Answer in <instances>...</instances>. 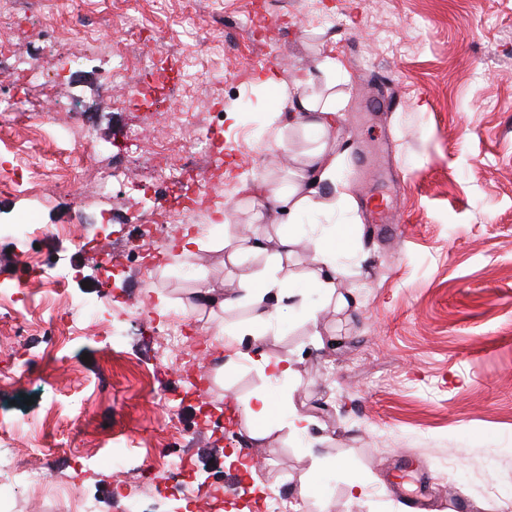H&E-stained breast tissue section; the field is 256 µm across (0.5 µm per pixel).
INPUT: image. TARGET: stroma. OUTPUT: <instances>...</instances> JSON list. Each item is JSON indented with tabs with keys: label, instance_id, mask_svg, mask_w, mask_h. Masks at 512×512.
Returning a JSON list of instances; mask_svg holds the SVG:
<instances>
[{
	"label": "stroma",
	"instance_id": "1",
	"mask_svg": "<svg viewBox=\"0 0 512 512\" xmlns=\"http://www.w3.org/2000/svg\"><path fill=\"white\" fill-rule=\"evenodd\" d=\"M34 2L19 48L55 79L57 103L93 133L96 150L89 161L71 153L48 125L30 120L40 93L5 84L0 94L14 106L0 112V137L45 181L63 175L84 184L106 166H125L133 126L146 134L135 148L143 180L155 162L148 150L169 123L184 125L192 139L211 136L223 154L200 149L193 163L233 176L187 182L182 195L207 192L202 235L220 208L226 237L248 226L266 247L240 261L205 249L145 276L135 251L156 246L147 217L180 221L165 185L142 194L116 181L108 196L78 205L48 189L0 193V289L34 284L22 262L33 250L70 273L67 298L41 289L28 304L25 332L0 338L7 384L0 421L40 413L42 389L20 376L17 354L51 376L61 404L85 402L79 434L65 422L45 423L36 454L44 471L70 474L79 460L95 459L82 475L95 512H121L110 495L111 454L124 448L135 457L191 449L205 491L224 490L234 476L236 512H274L265 498L272 488L292 512H409L417 498L442 512L451 496L472 512H512V0H196L191 11L184 0ZM75 14L92 42L68 34ZM271 22L279 29L273 37ZM144 47L153 53L148 68L137 60ZM329 56L349 75L334 89L335 128L268 125L266 61L285 83L313 73L308 91L323 96L317 71ZM121 64L130 87L104 105L102 73ZM279 136L287 150L273 148ZM324 145L336 153V183L325 187L322 208L291 224L269 201L266 220H257L250 185L263 180L291 191L296 171ZM339 195L346 207L329 211L327 201ZM371 197L387 200L396 230L365 223ZM15 224L72 231L33 243L10 237ZM331 227L345 270L336 283L342 307L312 285L309 251ZM289 230L296 240L282 274L293 295L281 301L277 321L259 338L243 335L237 347L214 342L219 327L246 328L252 307L240 301L219 318L195 314L194 290L264 273L268 251ZM78 235L95 238L96 249L79 250ZM102 249L112 253L108 278ZM106 287L136 309L113 321L111 345L80 340L47 356L48 312ZM163 302L191 336L213 342L211 357L193 371L157 334ZM252 345L289 358L294 378L269 380L241 356ZM263 392L285 400L288 413L309 416L308 432L295 434L283 421L267 440L252 439L245 405ZM242 454L254 456L255 470L239 479L226 462ZM407 456L421 472L394 480ZM354 482L364 489L353 497Z\"/></svg>",
	"mask_w": 512,
	"mask_h": 512
}]
</instances>
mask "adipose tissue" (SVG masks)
Wrapping results in <instances>:
<instances>
[{"label":"adipose tissue","instance_id":"adipose-tissue-1","mask_svg":"<svg viewBox=\"0 0 512 512\" xmlns=\"http://www.w3.org/2000/svg\"><path fill=\"white\" fill-rule=\"evenodd\" d=\"M261 82L275 98L274 106L269 109L272 122L287 125L289 113L297 112L305 118L308 127L327 131L335 126L338 107L335 96L318 99L304 94V80L299 76L293 78L288 85L280 83L270 74L262 77ZM309 168L304 183L292 192L281 194L274 191L270 194L277 206L286 210L289 218H296L315 208L317 189L322 183L333 180L336 160L327 149L322 148L312 154ZM337 254L335 233L329 232L317 239L312 257L318 268L314 283L316 288L327 294L334 292L336 279L344 274ZM239 284L251 293L255 301L256 323L263 327L272 325L278 315V303L288 293L284 284L274 279L257 277L241 278Z\"/></svg>","mask_w":512,"mask_h":512}]
</instances>
